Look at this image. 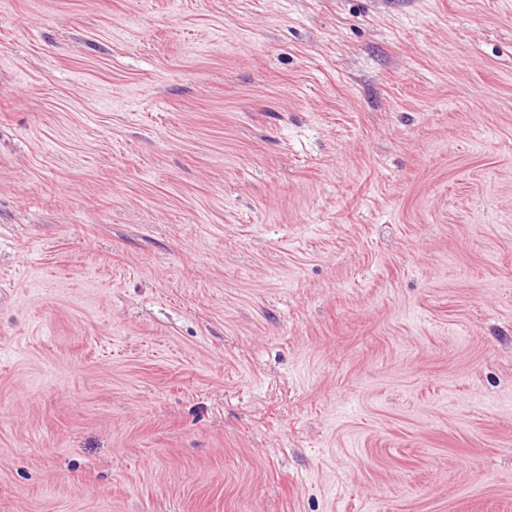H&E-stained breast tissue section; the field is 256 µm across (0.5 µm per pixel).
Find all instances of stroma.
<instances>
[{"instance_id": "obj_1", "label": "stroma", "mask_w": 512, "mask_h": 512, "mask_svg": "<svg viewBox=\"0 0 512 512\" xmlns=\"http://www.w3.org/2000/svg\"><path fill=\"white\" fill-rule=\"evenodd\" d=\"M0 512H512V0H0Z\"/></svg>"}]
</instances>
